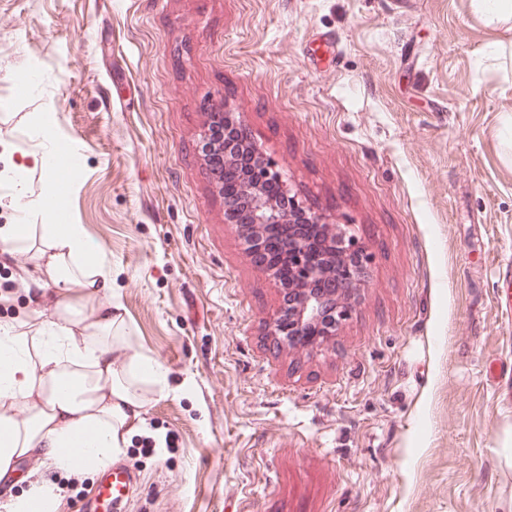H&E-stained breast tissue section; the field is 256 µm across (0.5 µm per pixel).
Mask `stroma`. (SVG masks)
Instances as JSON below:
<instances>
[{
	"label": "stroma",
	"mask_w": 512,
	"mask_h": 512,
	"mask_svg": "<svg viewBox=\"0 0 512 512\" xmlns=\"http://www.w3.org/2000/svg\"><path fill=\"white\" fill-rule=\"evenodd\" d=\"M232 112L368 276L321 350L276 349L274 278L200 150ZM512 19L473 0H0V225L103 249L143 423L121 512H512ZM68 141L60 198L35 162ZM0 248V323L54 318ZM72 512L94 476L24 466Z\"/></svg>",
	"instance_id": "1"
}]
</instances>
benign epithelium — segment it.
<instances>
[{"mask_svg": "<svg viewBox=\"0 0 512 512\" xmlns=\"http://www.w3.org/2000/svg\"><path fill=\"white\" fill-rule=\"evenodd\" d=\"M246 151L252 162L244 169V193L249 199L248 218L239 222L232 208L225 209V220L240 224L245 249L253 254L263 243L265 227L291 217V211L282 203L258 192L253 184V171L264 166V161L255 147L245 141L237 151ZM295 242L281 262L306 271V276L280 285L281 303L268 323V335L275 338L280 348L308 346L323 348L336 336L338 327L351 313V294L327 298L315 288L313 279L321 271L342 263L353 269L354 285L358 286L366 276L368 257L358 247L356 240L345 224H322L317 216L310 217V223L295 233Z\"/></svg>", "mask_w": 512, "mask_h": 512, "instance_id": "7a95c632", "label": "benign epithelium"}]
</instances>
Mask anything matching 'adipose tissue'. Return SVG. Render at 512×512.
<instances>
[{"label":"adipose tissue","mask_w":512,"mask_h":512,"mask_svg":"<svg viewBox=\"0 0 512 512\" xmlns=\"http://www.w3.org/2000/svg\"><path fill=\"white\" fill-rule=\"evenodd\" d=\"M31 225L0 226V243L11 251L36 250L50 280L63 288L104 287L106 274L93 268L99 244L78 224L42 225L41 245L31 246ZM117 297L100 303L93 331L75 336L81 311L70 300L56 317L36 325L0 326V482L11 483L24 458L67 472L109 466L142 422L138 382L164 384L161 367L125 352V329L115 314ZM60 488L33 483L11 497L6 512H57Z\"/></svg>","instance_id":"1"}]
</instances>
